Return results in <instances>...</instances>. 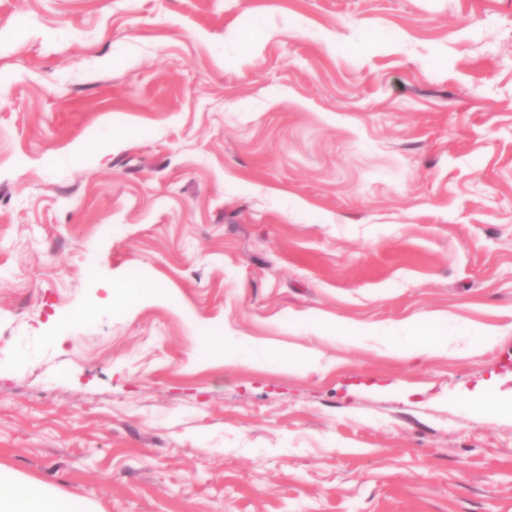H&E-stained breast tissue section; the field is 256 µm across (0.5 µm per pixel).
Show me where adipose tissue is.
Segmentation results:
<instances>
[{
  "label": "adipose tissue",
  "instance_id": "ef3b65f1",
  "mask_svg": "<svg viewBox=\"0 0 512 512\" xmlns=\"http://www.w3.org/2000/svg\"><path fill=\"white\" fill-rule=\"evenodd\" d=\"M453 342L443 322L421 321L406 326L395 335L384 337L390 355L413 359L422 355L447 353ZM196 348L206 355L227 362H248L262 369L284 366L312 367L317 362L313 351L279 353L249 338L208 334L195 339ZM0 512H91L88 504L51 494L43 485L0 481Z\"/></svg>",
  "mask_w": 512,
  "mask_h": 512
}]
</instances>
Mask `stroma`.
Masks as SVG:
<instances>
[{"instance_id": "35a3bbf8", "label": "stroma", "mask_w": 512, "mask_h": 512, "mask_svg": "<svg viewBox=\"0 0 512 512\" xmlns=\"http://www.w3.org/2000/svg\"><path fill=\"white\" fill-rule=\"evenodd\" d=\"M508 356L512 0H0V470L96 512H512ZM113 296L128 306L160 298L157 289L148 281L126 282L123 280L113 286ZM310 322L329 332L330 337H340L345 343L348 344H352L357 341L362 342L365 338L370 336H380V334L377 333L376 328L372 325H364L362 327L356 328L354 330L355 333L352 334L350 332L353 330L349 326L338 321L326 323L320 319L314 318L310 319ZM382 337L386 352L404 359L447 354L455 340L454 336L448 335L444 323L438 320L413 323L395 335ZM196 349L208 356L222 357L224 362H248L262 369L284 366L311 368L318 358L313 351L279 353L249 338L207 334L194 336Z\"/></svg>"}]
</instances>
